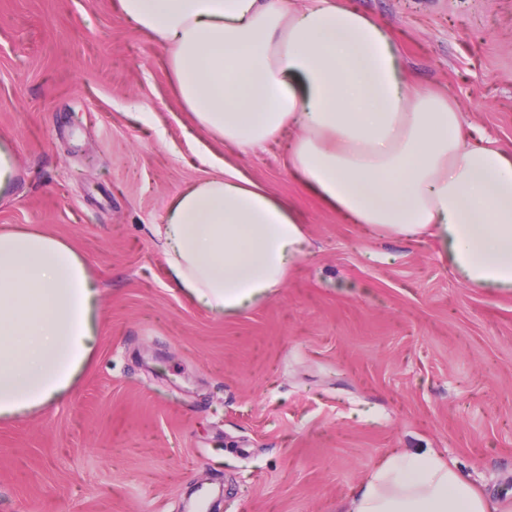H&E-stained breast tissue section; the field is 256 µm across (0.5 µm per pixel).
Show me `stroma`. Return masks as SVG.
I'll use <instances>...</instances> for the list:
<instances>
[{
    "instance_id": "1",
    "label": "stroma",
    "mask_w": 512,
    "mask_h": 512,
    "mask_svg": "<svg viewBox=\"0 0 512 512\" xmlns=\"http://www.w3.org/2000/svg\"><path fill=\"white\" fill-rule=\"evenodd\" d=\"M413 86L512 150V0H354ZM0 227L70 245L100 291L97 345L44 411L0 420V512H346L394 452L512 492V288H471L443 245L351 224L285 145L216 146L306 220L278 292L217 315L165 273L163 215L217 175L164 51L114 0H0ZM14 175L12 148L7 140L0 144V198L3 197L10 185Z\"/></svg>"
}]
</instances>
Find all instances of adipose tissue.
<instances>
[{
    "mask_svg": "<svg viewBox=\"0 0 512 512\" xmlns=\"http://www.w3.org/2000/svg\"><path fill=\"white\" fill-rule=\"evenodd\" d=\"M162 46L184 106L216 143L287 139L284 165L355 224L436 235L475 288H512V152L473 141L448 96L412 91L391 33L351 0H119ZM166 272L216 313L273 294L306 243L293 203L225 163L164 216ZM99 290L42 231L0 230V418L42 411L96 341ZM349 512H512L438 454L394 453Z\"/></svg>",
    "mask_w": 512,
    "mask_h": 512,
    "instance_id": "1",
    "label": "adipose tissue"
}]
</instances>
